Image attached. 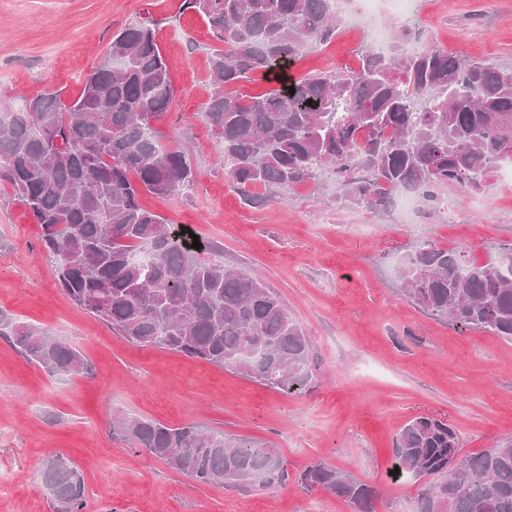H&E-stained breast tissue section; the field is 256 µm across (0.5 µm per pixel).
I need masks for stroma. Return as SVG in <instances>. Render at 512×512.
<instances>
[{"label": "stroma", "mask_w": 512, "mask_h": 512, "mask_svg": "<svg viewBox=\"0 0 512 512\" xmlns=\"http://www.w3.org/2000/svg\"><path fill=\"white\" fill-rule=\"evenodd\" d=\"M150 18L177 97L159 129L185 149L193 185L143 205L223 250L225 266L257 272L285 302L311 347L312 378L284 394L201 360L129 342L57 286L55 260L22 203L0 192V314L78 349L88 373L60 380L0 337V512H56L40 471L54 458L83 476V512H354L301 483L324 461L375 491L373 512H413L420 480L393 481V448L412 417L447 418L463 453L512 436V343L436 319L399 290L400 257L422 241L487 261L512 243V183L493 177L455 212L420 206L403 221L342 197L332 181L283 200L246 204L201 112L217 42L183 0H0V102L57 90L74 100L114 32ZM415 28L449 52L512 64V0H422ZM365 41L341 24L308 50L292 78L359 69ZM194 422L278 448L288 478L262 490L195 482L122 436L116 422Z\"/></svg>", "instance_id": "35a3bbf8"}]
</instances>
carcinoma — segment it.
<instances>
[{
    "label": "carcinoma",
    "instance_id": "carcinoma-1",
    "mask_svg": "<svg viewBox=\"0 0 512 512\" xmlns=\"http://www.w3.org/2000/svg\"><path fill=\"white\" fill-rule=\"evenodd\" d=\"M224 45L211 55L214 89L202 118L222 145L233 188L255 204L320 177L354 204L387 212L403 190L434 207L445 188L486 190L512 158V67L444 48L406 43L389 54L362 49L358 70L313 74L261 95L245 83L294 64L337 34L331 0H183ZM106 61L71 103L58 92L30 98L0 120V187L43 229L57 283L75 305L128 341L234 370L281 392L311 374L310 339L279 294L248 271L224 267L208 244L141 203L188 186L187 153L156 124L175 91L154 21L121 28ZM263 193H257V190ZM399 288L424 312L512 341V245L493 262L426 241L406 253ZM0 337L48 374L73 377L89 364L38 327L0 318ZM119 429L171 469L217 487L265 489L288 477L275 448L193 423L128 417ZM448 420L412 417L396 437V479L424 478L414 512H512V437L463 455ZM58 512H83L86 488L63 459L41 470ZM372 512L373 489L326 462L300 476Z\"/></svg>",
    "mask_w": 512,
    "mask_h": 512
}]
</instances>
